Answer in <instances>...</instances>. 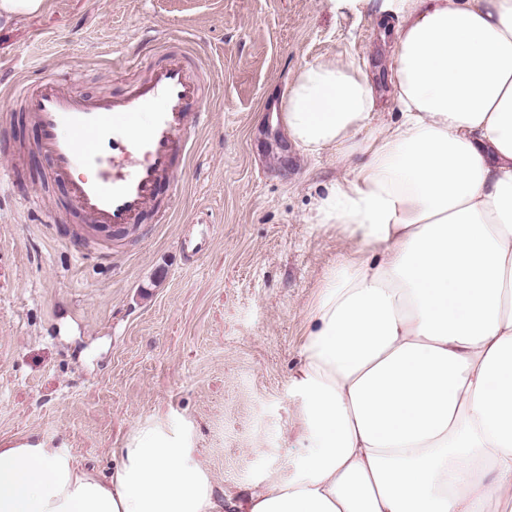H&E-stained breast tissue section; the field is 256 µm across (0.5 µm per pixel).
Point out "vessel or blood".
Wrapping results in <instances>:
<instances>
[{"label":"vessel or blood","instance_id":"1","mask_svg":"<svg viewBox=\"0 0 512 512\" xmlns=\"http://www.w3.org/2000/svg\"><path fill=\"white\" fill-rule=\"evenodd\" d=\"M13 93L40 131L47 181L64 186L98 232L139 226L150 212L165 218L158 193L209 122L205 83L177 54L119 95L80 94L54 78ZM82 169L91 177H79Z\"/></svg>","mask_w":512,"mask_h":512}]
</instances>
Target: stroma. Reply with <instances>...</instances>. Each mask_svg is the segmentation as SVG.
Listing matches in <instances>:
<instances>
[{
    "instance_id": "35a3bbf8",
    "label": "stroma",
    "mask_w": 512,
    "mask_h": 512,
    "mask_svg": "<svg viewBox=\"0 0 512 512\" xmlns=\"http://www.w3.org/2000/svg\"><path fill=\"white\" fill-rule=\"evenodd\" d=\"M386 0H50L0 26V169L39 133L9 96L56 76L83 94H116L183 39L190 72L214 84L211 124L162 196L166 223L148 233L90 236L79 260L55 224L82 219L55 185L40 196L44 158L0 183V442L43 440L100 475L111 451L149 420L189 431L225 490L245 495L301 456L298 398L308 309L331 269L352 255L312 203L342 170L327 155L271 147L287 80L306 64L356 54L389 86ZM55 211V224L46 214ZM210 225L203 254L181 243Z\"/></svg>"
}]
</instances>
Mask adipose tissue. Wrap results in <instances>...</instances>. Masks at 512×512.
<instances>
[{
  "label": "adipose tissue",
  "instance_id": "1",
  "mask_svg": "<svg viewBox=\"0 0 512 512\" xmlns=\"http://www.w3.org/2000/svg\"><path fill=\"white\" fill-rule=\"evenodd\" d=\"M398 121L356 57L300 68L281 123L344 175L315 224L354 248L308 312L288 474L237 499L149 421L109 476L0 442V512H512V0H392Z\"/></svg>",
  "mask_w": 512,
  "mask_h": 512
}]
</instances>
